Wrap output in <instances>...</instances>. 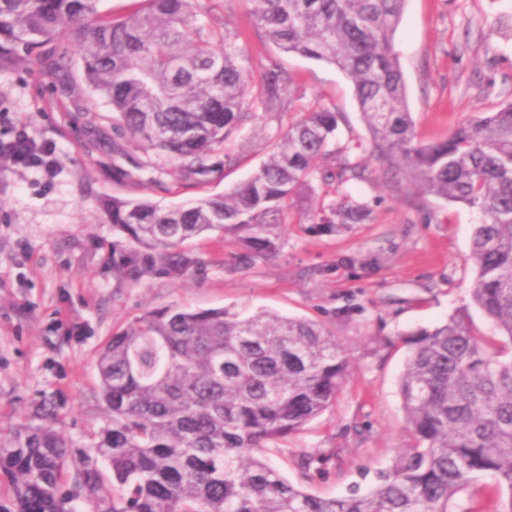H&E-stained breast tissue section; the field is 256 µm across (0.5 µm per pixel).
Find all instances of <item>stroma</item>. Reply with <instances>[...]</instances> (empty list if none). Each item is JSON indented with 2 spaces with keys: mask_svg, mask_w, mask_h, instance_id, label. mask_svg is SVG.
<instances>
[{
  "mask_svg": "<svg viewBox=\"0 0 512 512\" xmlns=\"http://www.w3.org/2000/svg\"><path fill=\"white\" fill-rule=\"evenodd\" d=\"M248 0H224L215 23L240 32L253 72L277 61L302 97L278 114L256 111L244 124L245 147L228 144L234 160L200 185L171 176L145 189L163 206L223 194L247 181L288 125L323 107L341 115L336 148L351 147L363 180L346 183L371 218L333 234L286 224L279 252L236 265L232 240L193 239L205 272L178 279L116 284L106 263L112 226L104 199L130 198L112 177L116 120L105 102L84 109L72 91L83 84L78 55L57 61L41 48L0 72V135L26 124L56 147L53 174L9 166L0 171V428L16 422L40 393L62 407L72 436L95 425L96 358L113 333L143 313L168 306H231L321 322L341 342L351 374L333 404L288 436L269 460L294 485L318 497L375 487L398 449L410 444L399 380L412 335L468 308L476 271L470 238L479 215L417 190L386 170L364 146L369 134L351 79L335 66L279 52L249 21ZM394 47L418 138L447 136L476 112L512 101V0H406ZM321 464L305 468L306 458Z\"/></svg>",
  "mask_w": 512,
  "mask_h": 512,
  "instance_id": "stroma-1",
  "label": "stroma"
}]
</instances>
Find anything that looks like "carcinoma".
<instances>
[{
	"mask_svg": "<svg viewBox=\"0 0 512 512\" xmlns=\"http://www.w3.org/2000/svg\"><path fill=\"white\" fill-rule=\"evenodd\" d=\"M100 0H0V70L45 43L59 60L80 52L90 94L104 100L128 140L114 143V178L132 187L165 173L202 182L225 168L255 104L275 112L302 91L277 62L252 81L240 34L208 21L217 0H140L120 16ZM253 26L279 51L345 72L370 134V152L413 185L480 213L470 254L471 302L493 335L451 316L411 340L399 391L413 443L364 495L320 498L286 480L269 444L329 408L350 375L336 336L321 324L260 310L148 311L98 352L100 422L76 440L45 393L0 428L8 512H467L458 496L494 479L512 512V102L480 112L448 136L418 139L394 34L406 0H248ZM339 119L315 109L292 123L244 184L163 207L107 198L112 279L122 284L206 270L186 246L215 233L242 258L270 257L314 183L338 191L363 178L335 156ZM155 158L125 166L127 147ZM370 218L356 200L322 201L311 228Z\"/></svg>",
	"mask_w": 512,
	"mask_h": 512,
	"instance_id": "cac0c4a2",
	"label": "carcinoma"
}]
</instances>
